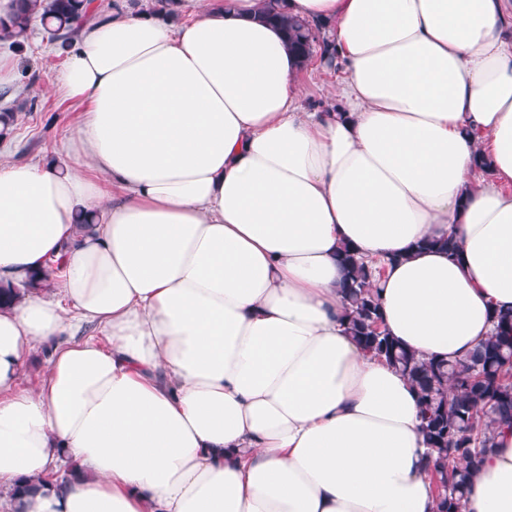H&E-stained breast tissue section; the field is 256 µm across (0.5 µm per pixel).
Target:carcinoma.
Wrapping results in <instances>:
<instances>
[{
  "label": "carcinoma",
  "mask_w": 512,
  "mask_h": 512,
  "mask_svg": "<svg viewBox=\"0 0 512 512\" xmlns=\"http://www.w3.org/2000/svg\"><path fill=\"white\" fill-rule=\"evenodd\" d=\"M92 0H15L11 13L0 18V42L21 48L33 19L40 20L50 39L63 51L78 35V24L90 17ZM280 0H268L263 18L285 33L290 50L302 64L314 59L336 68L335 49L324 36L327 25L312 23L277 9ZM424 247L459 256L450 239L429 238ZM344 269L341 286L348 309V330L369 353L403 373L415 387L422 411V432L428 445L427 471L436 484V512H461L471 474L492 449L494 430L512 424V310L493 316L494 329L466 360H426L401 347L380 330L376 294L372 291L378 271L345 246L339 254ZM62 270L56 261L42 276L34 273L20 286L0 282V304L31 290H42L50 275Z\"/></svg>",
  "instance_id": "carcinoma-1"
}]
</instances>
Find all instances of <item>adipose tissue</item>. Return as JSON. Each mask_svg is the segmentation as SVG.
<instances>
[{
  "instance_id": "ef3b65f1",
  "label": "adipose tissue",
  "mask_w": 512,
  "mask_h": 512,
  "mask_svg": "<svg viewBox=\"0 0 512 512\" xmlns=\"http://www.w3.org/2000/svg\"><path fill=\"white\" fill-rule=\"evenodd\" d=\"M262 5H113L52 79L85 107L74 164L0 163V280L64 260L61 299L0 307V489L42 480L25 512H435L416 390L349 334L338 254L380 268L383 330L426 359L512 308V0H288L334 26L321 112ZM439 237L458 259L416 247ZM466 512H512V426ZM53 349L52 344H43L31 352L20 382L22 387L30 390L38 388L46 376Z\"/></svg>"
}]
</instances>
